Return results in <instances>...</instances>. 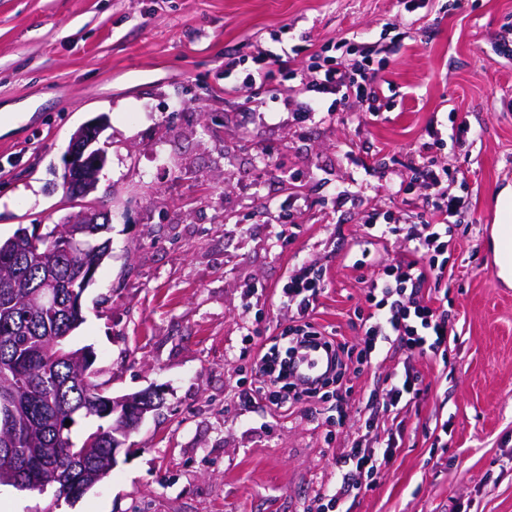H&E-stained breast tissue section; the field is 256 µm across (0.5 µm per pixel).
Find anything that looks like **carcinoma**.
Segmentation results:
<instances>
[{
  "label": "carcinoma",
  "mask_w": 512,
  "mask_h": 512,
  "mask_svg": "<svg viewBox=\"0 0 512 512\" xmlns=\"http://www.w3.org/2000/svg\"><path fill=\"white\" fill-rule=\"evenodd\" d=\"M108 225L84 224L72 250L79 254L64 260L54 272L60 308L44 314L33 295L46 278V269L32 253L30 231L18 228L0 241V396L15 390L19 418L0 417V441L16 439L15 453L26 463L27 473L13 486L41 490L58 485V495L77 499L86 486L103 480L112 470V448L120 436L117 425L132 423L134 414L112 408V397L100 383L81 378L92 367L87 347L76 348L71 334L83 323L82 309L70 298L91 283L87 272L99 269L108 254V241L99 235ZM67 224L46 227L40 252L59 248L56 234ZM89 419L95 426L76 442L65 421Z\"/></svg>",
  "instance_id": "carcinoma-1"
}]
</instances>
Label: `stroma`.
<instances>
[{
  "mask_svg": "<svg viewBox=\"0 0 512 512\" xmlns=\"http://www.w3.org/2000/svg\"><path fill=\"white\" fill-rule=\"evenodd\" d=\"M351 37L386 60L378 120L349 123L364 110L354 100L284 99L278 71L245 80L268 53L304 61ZM453 111L469 152L450 140ZM101 115L106 162L87 202L110 210L112 250L74 344L91 348L107 395L155 389L163 405L104 482L73 502L11 489L17 512H310L366 418L386 437L390 419L366 402L406 369L422 393L401 413L403 445L351 512H512V283L490 270L512 191V0L412 13L403 0H0V239L78 212L64 157ZM431 127L444 142L430 154L471 199L447 279L453 331L445 354L386 346L365 365L350 254L373 214L423 218L410 183ZM304 264L326 273L314 324L351 356L342 419L333 400L279 409L254 389L291 322L280 290Z\"/></svg>",
  "mask_w": 512,
  "mask_h": 512,
  "instance_id": "stroma-1",
  "label": "stroma"
}]
</instances>
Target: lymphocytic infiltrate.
<instances>
[{"label": "lymphocytic infiltrate", "mask_w": 512, "mask_h": 512, "mask_svg": "<svg viewBox=\"0 0 512 512\" xmlns=\"http://www.w3.org/2000/svg\"><path fill=\"white\" fill-rule=\"evenodd\" d=\"M315 91L339 97L346 102L377 99L381 93L370 73L369 59L349 64L329 59L310 66L306 82L284 86L285 97L291 98ZM416 182L424 191L429 212L426 219L400 228L399 218L388 215L384 221L370 219L365 235L352 258L355 269L376 266L370 247L374 242L401 237L399 255L381 266V274L366 278L364 297L369 312L361 320L363 358H370L384 343L403 347L422 355L437 354L448 346L449 318L441 295L423 296L427 282L442 283L448 275V251L455 227L470 207L467 197L449 192L448 170L433 160L422 161L414 169ZM324 276L313 266H300L284 283L280 300L293 314L294 324L287 330L295 339L318 338L333 351V372L341 374L346 364V345L334 333L319 331L310 321L320 304ZM421 394L417 376L405 372L387 377L381 398L386 415L399 416ZM404 442L403 427L390 430L379 446H364L362 437H354L342 457V471L334 489L317 493L314 512H349L347 502L373 486L376 476L388 467Z\"/></svg>", "instance_id": "obj_1"}]
</instances>
